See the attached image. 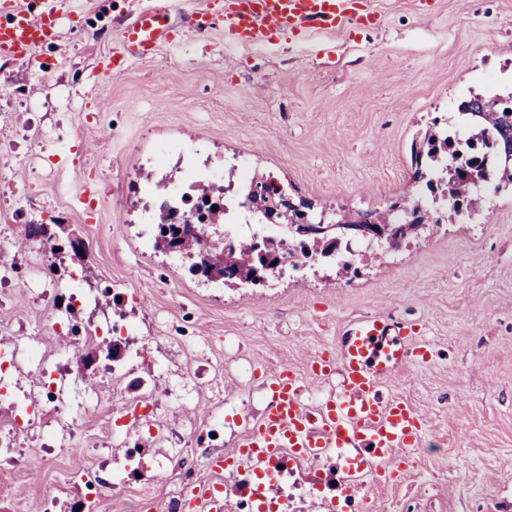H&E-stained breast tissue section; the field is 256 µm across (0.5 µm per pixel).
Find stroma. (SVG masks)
<instances>
[{"label": "stroma", "mask_w": 512, "mask_h": 512, "mask_svg": "<svg viewBox=\"0 0 512 512\" xmlns=\"http://www.w3.org/2000/svg\"><path fill=\"white\" fill-rule=\"evenodd\" d=\"M372 28L316 30L305 43L280 36L246 47L224 36L221 0H59L53 35L33 57L8 62L11 95L0 98V237L30 224H61L93 247V291L120 293L139 323L136 374L158 380L157 415L177 432L155 442L144 511L168 512L215 473L196 445L235 444L267 402L280 366L306 373L312 356L336 355L363 316L412 320L438 352L382 382L388 397L425 416L421 452L392 460L387 483H368L370 512H512V185L489 187L484 216L443 224L397 250L358 239L379 255L359 278L316 265L301 278L250 289L206 282L180 255H142L140 204L129 185L156 140L194 144L199 161L232 167L246 158L254 180L274 181L314 212H382L396 201L444 210L415 180L412 145L447 122L458 100L489 85L512 89V0H369ZM171 18L208 12L215 26L185 32L141 61L117 58L124 27L145 11ZM67 133L70 149L55 139ZM96 185L86 212L77 191ZM40 286L0 282V323L18 340L48 336L58 318L60 275L80 272L65 253ZM72 381L65 408L49 403L17 462H0V500L14 512L66 506L73 478L121 455L112 408L85 393L82 361L65 337L50 338ZM77 416L76 449L57 448ZM223 418L216 437L208 431ZM193 470L182 482V468Z\"/></svg>", "instance_id": "35a3bbf8"}]
</instances>
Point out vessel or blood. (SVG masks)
<instances>
[{"label": "vessel or blood", "instance_id": "obj_1", "mask_svg": "<svg viewBox=\"0 0 512 512\" xmlns=\"http://www.w3.org/2000/svg\"><path fill=\"white\" fill-rule=\"evenodd\" d=\"M57 16V0H44L40 14L17 12L12 26L0 28V57L32 55ZM354 21L375 26L379 16L367 0H224V33L244 46L273 41L288 32L304 38L311 27L337 29ZM166 15L141 14L123 33L120 56L153 58L169 39ZM409 321L383 316L362 317L344 332L337 357L320 356L308 374L318 380L338 376L340 391L324 396L315 409L301 401V378L284 366L269 381L270 400L261 418L243 434V456L266 459L289 449L294 456H317L329 448L347 453L350 470L372 469L385 475L394 456H408L423 434L426 420L402 398L384 399L381 381L409 361L427 362L434 355L429 341L418 338ZM190 512H224V497L212 484L197 488Z\"/></svg>", "mask_w": 512, "mask_h": 512}]
</instances>
